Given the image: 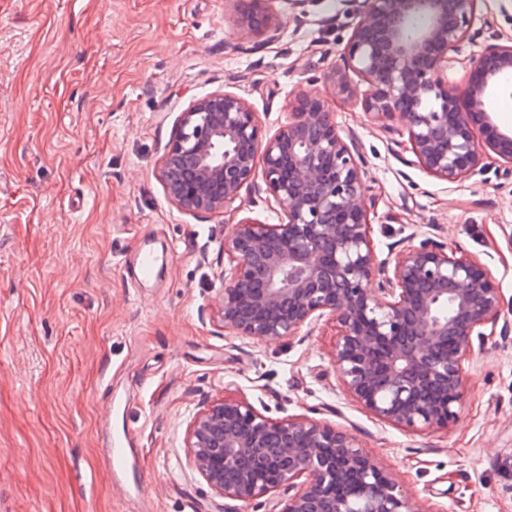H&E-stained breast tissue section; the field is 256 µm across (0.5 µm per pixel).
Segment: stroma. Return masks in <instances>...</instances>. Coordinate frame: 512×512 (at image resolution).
<instances>
[{
  "label": "stroma",
  "instance_id": "1",
  "mask_svg": "<svg viewBox=\"0 0 512 512\" xmlns=\"http://www.w3.org/2000/svg\"><path fill=\"white\" fill-rule=\"evenodd\" d=\"M276 7L283 38L261 46L231 35L224 0H0V512H233L182 448L198 404L224 396L346 429L427 512H512V330L465 361L456 422L412 433L342 390L333 321L262 343L214 318L225 238L280 209L248 187L240 214L181 210L159 176L164 148L194 99L237 93L273 132L300 87L327 98L363 154L378 258L427 238L478 257L512 323V173L491 157L450 184L412 165L400 120L373 123L326 82L359 21L353 0ZM474 31L450 84L512 38V0H479ZM142 250L159 258L144 280ZM124 434L144 476L126 499L104 456Z\"/></svg>",
  "mask_w": 512,
  "mask_h": 512
}]
</instances>
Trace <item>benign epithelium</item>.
Wrapping results in <instances>:
<instances>
[{
  "mask_svg": "<svg viewBox=\"0 0 512 512\" xmlns=\"http://www.w3.org/2000/svg\"><path fill=\"white\" fill-rule=\"evenodd\" d=\"M228 2L233 32L262 45L282 38L276 0ZM476 8L477 0H358L344 68L326 76L372 121L400 118L417 166L450 184L481 172L490 153L512 165V133L487 105L489 86L512 75V38L471 57L463 86L448 84L449 53L471 40ZM288 111L270 134L243 97L211 93L181 112L161 159L167 195L186 212L236 213L241 190L263 185L284 215L278 224L244 217L224 239L230 267L215 318L260 342L333 320L330 357L349 397L404 429L448 426L474 339L501 320L500 288L478 257L433 240L378 261L358 150L324 96L295 91ZM183 448L218 497L247 505L285 490L271 512H426L350 433L307 415L272 418L246 400L217 398L192 413Z\"/></svg>",
  "mask_w": 512,
  "mask_h": 512,
  "instance_id": "7a95c632",
  "label": "benign epithelium"
}]
</instances>
